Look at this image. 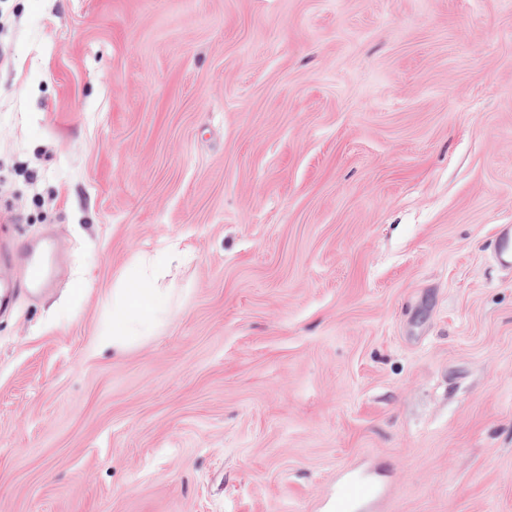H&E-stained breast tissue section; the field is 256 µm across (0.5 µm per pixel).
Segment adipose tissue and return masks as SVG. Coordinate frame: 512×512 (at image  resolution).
Listing matches in <instances>:
<instances>
[{
    "label": "adipose tissue",
    "instance_id": "ef3b65f1",
    "mask_svg": "<svg viewBox=\"0 0 512 512\" xmlns=\"http://www.w3.org/2000/svg\"><path fill=\"white\" fill-rule=\"evenodd\" d=\"M176 248L145 260L133 280L114 289L112 295V327L103 331L98 344L102 347H120L151 333L164 311L168 295L157 281L162 269L176 258Z\"/></svg>",
    "mask_w": 512,
    "mask_h": 512
}]
</instances>
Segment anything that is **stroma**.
<instances>
[{"instance_id": "stroma-1", "label": "stroma", "mask_w": 512, "mask_h": 512, "mask_svg": "<svg viewBox=\"0 0 512 512\" xmlns=\"http://www.w3.org/2000/svg\"><path fill=\"white\" fill-rule=\"evenodd\" d=\"M0 51V249L64 269L0 315V512H512V0H0ZM495 263L506 270L512 269V225L497 226L493 249ZM180 256L175 247L145 260L133 280L122 288H114L112 295V329L98 336V345L118 348L130 341L146 336L156 326L164 311L168 295L164 288H156L162 269ZM386 497L385 489L361 475L336 478V493L329 508L335 512H379Z\"/></svg>"}]
</instances>
